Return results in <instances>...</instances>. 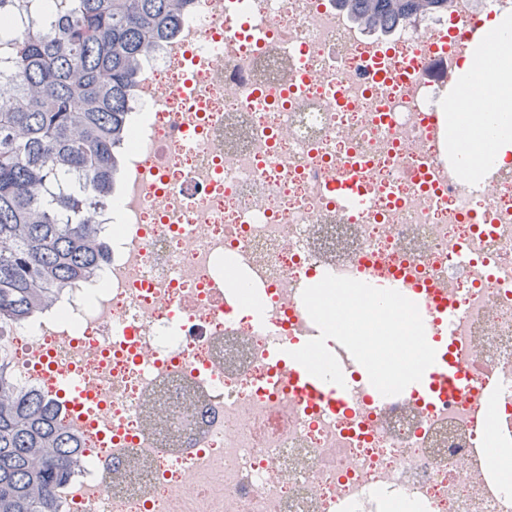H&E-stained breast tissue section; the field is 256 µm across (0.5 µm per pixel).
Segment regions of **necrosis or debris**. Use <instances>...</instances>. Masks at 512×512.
<instances>
[{
	"instance_id": "necrosis-or-debris-1",
	"label": "necrosis or debris",
	"mask_w": 512,
	"mask_h": 512,
	"mask_svg": "<svg viewBox=\"0 0 512 512\" xmlns=\"http://www.w3.org/2000/svg\"><path fill=\"white\" fill-rule=\"evenodd\" d=\"M237 14L262 43L226 34ZM450 16L382 35L335 0H195L144 62L122 179L94 216L107 260L0 330L18 391L51 401L77 376L96 393L58 512H512L496 465L512 449V167L487 165L482 198L427 152L441 69L376 75L379 38L403 65ZM184 82L193 97L173 93ZM350 172L356 210L326 191ZM328 273L464 302L448 349L495 374V395L385 397L349 368L342 408L274 387L271 339L318 336L301 293Z\"/></svg>"
}]
</instances>
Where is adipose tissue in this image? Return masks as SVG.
Here are the masks:
<instances>
[{
	"mask_svg": "<svg viewBox=\"0 0 512 512\" xmlns=\"http://www.w3.org/2000/svg\"><path fill=\"white\" fill-rule=\"evenodd\" d=\"M486 65L492 78L482 92L495 103L491 112H470L451 104L448 118L456 134L455 150L460 153L468 182H478L482 160L500 165L512 163V41L497 44L484 57H466L459 68L462 77L475 74Z\"/></svg>",
	"mask_w": 512,
	"mask_h": 512,
	"instance_id": "obj_1",
	"label": "adipose tissue"
}]
</instances>
